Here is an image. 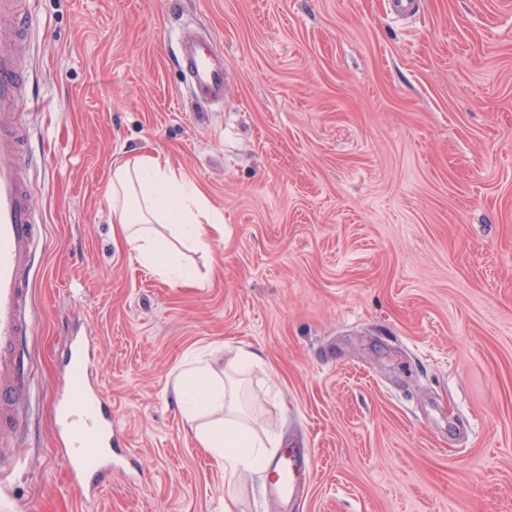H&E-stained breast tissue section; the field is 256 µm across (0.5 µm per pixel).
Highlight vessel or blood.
I'll return each mask as SVG.
<instances>
[{"instance_id":"obj_1","label":"vessel or blood","mask_w":512,"mask_h":512,"mask_svg":"<svg viewBox=\"0 0 512 512\" xmlns=\"http://www.w3.org/2000/svg\"><path fill=\"white\" fill-rule=\"evenodd\" d=\"M0 17L13 31L0 35V438L11 435L28 389L21 341L34 329L28 303L30 263L42 239L43 221L35 195L21 174L18 161L27 154L28 133L16 113L26 103L28 72L21 63L24 34L31 13L18 10L15 0H0ZM192 95L205 103L223 101L228 83L224 54L215 39L183 31L175 54ZM67 385L58 394L55 427L74 488L94 497L98 486L87 484L91 468L108 471L112 461V402L91 382L94 359L84 338H74L67 356ZM310 466L304 449L282 452L270 466V491L296 502L304 493L303 477Z\"/></svg>"}]
</instances>
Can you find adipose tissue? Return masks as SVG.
Masks as SVG:
<instances>
[{"mask_svg": "<svg viewBox=\"0 0 512 512\" xmlns=\"http://www.w3.org/2000/svg\"><path fill=\"white\" fill-rule=\"evenodd\" d=\"M106 194L112 202L113 236L168 278L189 281L193 275L174 265L170 242L157 232V225H171L182 241L194 247L206 246L209 237L224 233L222 222L211 217L204 193L177 175L159 154L142 152L117 164ZM264 367L261 353L241 349L228 361L223 379L198 366L173 385V395L188 416L221 412L219 421L196 426L194 433L200 446L223 462L229 486L242 473L266 472L281 445L280 434L261 426L243 406L244 397L257 401L269 396L266 382L252 379L255 370Z\"/></svg>", "mask_w": 512, "mask_h": 512, "instance_id": "adipose-tissue-1", "label": "adipose tissue"}]
</instances>
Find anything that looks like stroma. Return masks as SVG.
Instances as JSON below:
<instances>
[{"label":"stroma","instance_id":"35a3bbf8","mask_svg":"<svg viewBox=\"0 0 512 512\" xmlns=\"http://www.w3.org/2000/svg\"><path fill=\"white\" fill-rule=\"evenodd\" d=\"M32 0L21 111L45 246L0 512H224V467L171 392L197 359L269 363L261 409L312 469L295 505L241 474L236 512H512V0ZM211 33L224 106L174 60ZM166 156L224 222L174 244L198 280L112 238L117 161ZM120 448L83 499L52 405L74 331Z\"/></svg>","mask_w":512,"mask_h":512}]
</instances>
